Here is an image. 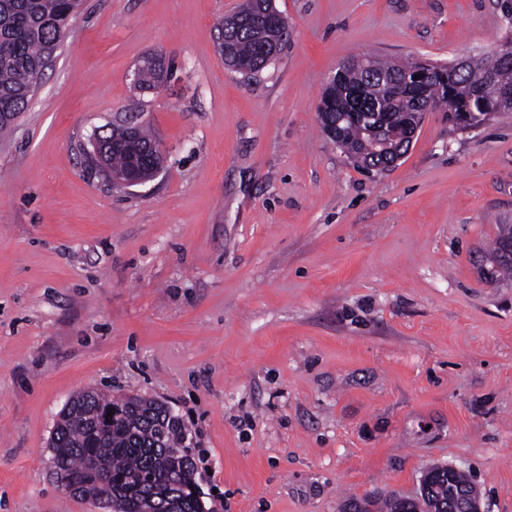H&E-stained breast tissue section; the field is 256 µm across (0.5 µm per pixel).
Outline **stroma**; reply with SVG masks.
<instances>
[{"mask_svg": "<svg viewBox=\"0 0 512 512\" xmlns=\"http://www.w3.org/2000/svg\"><path fill=\"white\" fill-rule=\"evenodd\" d=\"M242 2L83 0L0 137V512H95L49 448L92 390L179 411L208 512H356L446 464L512 512V116L426 113L369 173L317 114L351 56H487L512 28L497 0H275L289 40L247 78L216 42ZM129 122L166 163L114 187L84 151ZM160 73V80L159 79ZM139 87L144 90H153L160 92L163 90L167 83V73L162 65V70L159 72L158 62L153 57L145 58L139 68L138 72ZM157 85V86H156Z\"/></svg>", "mask_w": 512, "mask_h": 512, "instance_id": "stroma-1", "label": "stroma"}]
</instances>
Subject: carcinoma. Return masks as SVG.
I'll return each instance as SVG.
<instances>
[{
	"instance_id": "cac0c4a2",
	"label": "carcinoma",
	"mask_w": 512,
	"mask_h": 512,
	"mask_svg": "<svg viewBox=\"0 0 512 512\" xmlns=\"http://www.w3.org/2000/svg\"><path fill=\"white\" fill-rule=\"evenodd\" d=\"M278 12L274 0H244L237 11L242 24L237 28L217 24L218 50L224 60L247 66L241 72L254 77L272 61L265 52L275 38L267 29L253 24L254 8ZM75 4L71 0H0V132H8L18 116L26 111L33 98L30 86L43 78L45 61L54 56L63 42ZM369 68L349 60L344 74L336 75L322 93V111L383 112L399 125L416 112H430L437 106L447 109L448 120L462 131L478 128L495 119L501 112H512V103H498L486 90L489 77L488 58L468 57L463 67L455 70L438 65V72L421 89L420 95L395 92L387 83L413 78L417 62L395 63L367 57ZM159 79L156 59L143 60L139 87L152 90ZM336 147L347 157L357 152L354 164L367 171H383L382 158L373 151L363 127L348 121L339 124ZM106 141L109 168L116 173L138 163L141 180H151L159 172L151 151L155 139L139 127L136 140L126 138L125 127L114 126L99 135ZM512 229L496 242L495 254L503 267H512ZM118 410L112 417L108 411ZM52 442L56 466L76 485L90 482L95 470L109 474V481L91 490L119 498L130 512L149 499L153 512H198L191 493L195 485L194 464L190 452L179 455L172 448L183 447L182 429L168 408L154 400L128 396L116 400L100 393L80 392L63 409ZM474 483L464 472L437 476L431 482L421 506L432 512H454L457 501L472 491Z\"/></svg>"
}]
</instances>
